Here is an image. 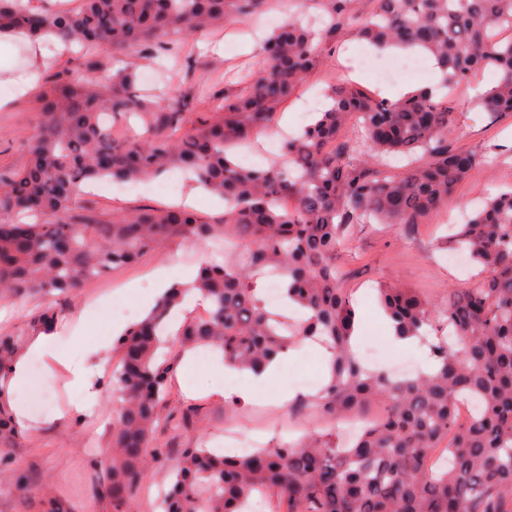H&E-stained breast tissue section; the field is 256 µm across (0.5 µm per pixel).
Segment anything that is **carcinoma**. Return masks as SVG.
<instances>
[{
	"label": "carcinoma",
	"mask_w": 512,
	"mask_h": 512,
	"mask_svg": "<svg viewBox=\"0 0 512 512\" xmlns=\"http://www.w3.org/2000/svg\"><path fill=\"white\" fill-rule=\"evenodd\" d=\"M298 0L316 7L320 29L298 17L284 21L262 45L264 63L247 91L219 112H205L184 130V106L136 86L129 65L104 88L71 58L45 78L40 119L18 169L0 170V299L39 294L48 303L31 335L54 332L55 302L86 281L131 264L172 236L224 242L239 231L233 262L200 266L192 283L208 304L179 327L183 345L220 349L224 365L253 370L316 338L331 353L328 378L312 409L333 422L376 405L384 420L348 448L311 434L297 443L227 456L204 436L180 448L169 470L165 512H246L254 495L273 512H512V190L484 205L448 236L484 276L448 293L438 305L396 285L378 288L396 337H422L449 326L457 341L430 344L431 367L393 380L366 370L354 348L359 317L340 287L336 255L356 224L422 223L479 167L476 154L448 145L456 121L450 91L474 76L497 74L475 100L490 118L512 114V0ZM265 0H79L78 7L40 10L33 0H0V31L54 34L70 44L123 52L142 44L177 58L179 42L203 30L243 21ZM351 28L376 48L420 47L443 73L442 96L419 89L391 102L354 85L331 86L328 109L283 144L264 168L241 165L226 148L250 143L278 106L314 69L317 50ZM361 129L348 134L354 115ZM130 117L143 132L119 137ZM390 157L406 160L402 168ZM179 170L224 200L212 224L190 209L163 206L118 214L102 224L78 206L87 183L136 182ZM277 268L303 320L280 323L251 288L258 272ZM188 289L169 288L155 308L112 340L118 358L113 394L121 409L112 423L107 480L93 492L112 512H126L150 477V449L159 437L197 422L192 406L166 411L177 363L163 352L166 321ZM28 334L0 336V445L23 430L7 391ZM468 400L474 411L458 413Z\"/></svg>",
	"instance_id": "cac0c4a2"
}]
</instances>
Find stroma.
Instances as JSON below:
<instances>
[{"mask_svg": "<svg viewBox=\"0 0 512 512\" xmlns=\"http://www.w3.org/2000/svg\"><path fill=\"white\" fill-rule=\"evenodd\" d=\"M294 3L266 0L262 12L248 20L183 42L178 65L165 75L158 94L172 101L191 98L186 119L188 125H195L199 113L212 111L214 105L235 98L248 86L262 66L259 38L270 33L272 23L283 22ZM368 49L354 30L346 29L337 35L335 50L320 51L316 67L277 110L278 115L287 116L289 129L298 133L312 122L326 103L324 93L329 84L354 82L383 94L384 85L372 79L373 66L366 60ZM53 61L54 53L48 49L37 65L30 63L25 46L0 50V96L14 97L10 107L0 111V169L17 168L26 161L24 140L38 124V96ZM25 78L31 79L32 85L25 94H17L15 83ZM474 95L470 84L454 91L460 115L449 138L452 147L471 151L481 159L474 176L457 187L443 208L411 231L397 225L355 227L347 250L336 258L342 271L341 285L352 292L362 316L360 339L374 341L379 367L387 368L407 358L426 366L428 349L420 343L401 344L391 337L376 301L377 287L398 284L433 301L444 300L446 289L458 287L476 273L474 267L450 264L447 254L439 251L446 227L476 207L487 191L512 186V115L491 119L470 111L469 101ZM191 188V182L176 174L124 189L103 180L85 190L80 202L99 220L107 221L122 212L178 202ZM211 257L209 245L172 237L136 262L85 283L59 318L56 335L60 347L71 363L85 360L84 341L100 337L98 320L80 319L87 306L100 302L139 308L149 294L145 282L153 272L175 264L194 271ZM114 365L111 359L105 363V379L97 399L90 403L84 402L82 391L73 384L69 365L57 363H42L40 380L28 381L16 391L12 398L15 410H25L27 397L39 392L46 393L52 409L33 414L30 431L16 445L0 448V512H41V495L47 483L64 495L71 512H110L109 502L93 495L92 480L105 472L112 455V423L109 417L96 421L94 413L101 410L110 416L118 410L119 402L111 392ZM215 365L212 353L197 354L190 365L179 367L171 382L174 405L194 403L201 408L196 428L184 432L180 444L191 443L200 433L217 435L228 422L248 435L257 419L264 422L261 437L268 446L293 440L288 425L291 410L288 405L277 404L276 398L282 389H299L301 376H320V358L309 345L294 349L278 374L258 388L245 377L224 381ZM220 383L226 387L222 398L212 392ZM91 429L96 432L92 450L83 446V438ZM21 473L27 477L22 488L16 484Z\"/></svg>", "mask_w": 512, "mask_h": 512, "instance_id": "1", "label": "stroma"}]
</instances>
